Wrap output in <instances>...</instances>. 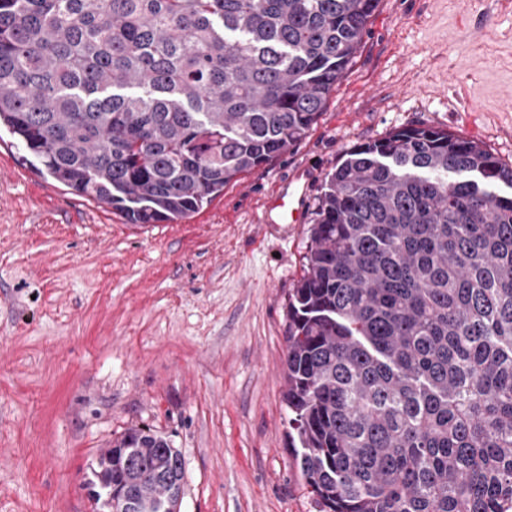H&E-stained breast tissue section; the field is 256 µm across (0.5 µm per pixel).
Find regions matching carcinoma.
<instances>
[{"label":"carcinoma","mask_w":512,"mask_h":512,"mask_svg":"<svg viewBox=\"0 0 512 512\" xmlns=\"http://www.w3.org/2000/svg\"><path fill=\"white\" fill-rule=\"evenodd\" d=\"M379 0H0V126L131 224L174 222L317 123ZM512 166L406 127L327 174L288 293V438L326 512H512ZM108 512H177L181 453L103 451Z\"/></svg>","instance_id":"obj_1"}]
</instances>
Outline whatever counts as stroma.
I'll return each instance as SVG.
<instances>
[{
  "instance_id": "obj_1",
  "label": "stroma",
  "mask_w": 512,
  "mask_h": 512,
  "mask_svg": "<svg viewBox=\"0 0 512 512\" xmlns=\"http://www.w3.org/2000/svg\"><path fill=\"white\" fill-rule=\"evenodd\" d=\"M408 126L512 165V0H380L309 133L171 224L126 223L0 129V512H105L92 469L135 425L181 452L180 512H322L283 401L311 225L266 206L295 180L313 215L346 150Z\"/></svg>"
}]
</instances>
